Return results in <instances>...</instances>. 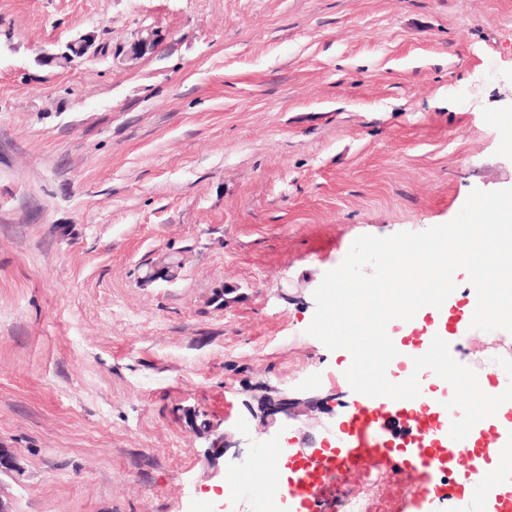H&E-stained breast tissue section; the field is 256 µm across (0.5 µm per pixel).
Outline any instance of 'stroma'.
Instances as JSON below:
<instances>
[{"label":"stroma","instance_id":"stroma-1","mask_svg":"<svg viewBox=\"0 0 512 512\" xmlns=\"http://www.w3.org/2000/svg\"><path fill=\"white\" fill-rule=\"evenodd\" d=\"M85 34L84 65L41 62ZM507 188L512 0H0V499L205 512L237 460L211 473L203 419L253 455L330 448L354 392L306 332L324 274ZM474 294L460 272L439 320L490 391L512 332L472 328ZM300 390L309 426L263 432L260 398ZM374 467L337 489L402 512L416 472Z\"/></svg>","mask_w":512,"mask_h":512}]
</instances>
